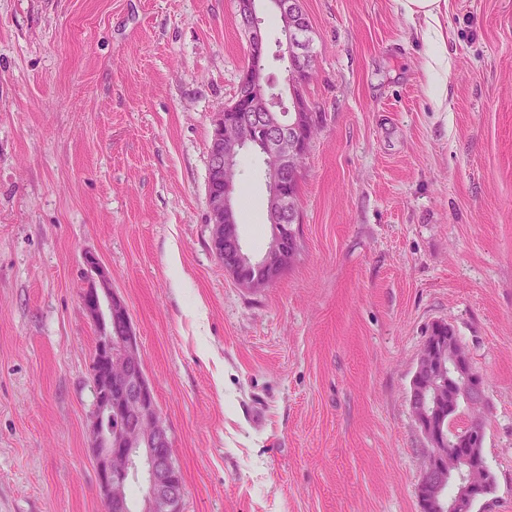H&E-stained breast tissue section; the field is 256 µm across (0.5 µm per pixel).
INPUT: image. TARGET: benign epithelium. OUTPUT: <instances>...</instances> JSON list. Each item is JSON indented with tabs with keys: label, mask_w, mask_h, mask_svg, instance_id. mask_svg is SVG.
<instances>
[{
	"label": "benign epithelium",
	"mask_w": 512,
	"mask_h": 512,
	"mask_svg": "<svg viewBox=\"0 0 512 512\" xmlns=\"http://www.w3.org/2000/svg\"><path fill=\"white\" fill-rule=\"evenodd\" d=\"M256 0H237V18L248 45V56L264 52L267 38L258 24ZM283 18L282 49L292 62L288 72L289 104L272 93L265 69L246 64L240 71L235 98L213 113L208 144V210L211 248L219 252L224 240L235 249L237 265L260 273L235 276L244 288L268 286L295 252L284 247L283 227H296L300 211L295 182L308 153L315 122L303 90L314 67L308 18L295 0H272ZM256 141L262 142L267 189L273 208L270 241L255 259L244 252L235 223L237 175L234 158ZM84 264L93 273L82 304L95 321L97 336L93 365L95 403L91 421L96 473L107 512H181L182 479L172 456V438L145 376L139 343L122 299L110 287L111 274L98 256L87 253ZM435 325L423 343L410 381L409 403L424 441L422 467L416 487L423 512H471L485 496L492 473L482 452L484 422L469 420L461 433L442 421L460 406L469 409L485 401L484 381L463 344L442 336ZM140 481L144 495L134 503L129 484Z\"/></svg>",
	"instance_id": "1"
}]
</instances>
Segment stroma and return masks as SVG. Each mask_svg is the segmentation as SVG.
Wrapping results in <instances>:
<instances>
[{
    "mask_svg": "<svg viewBox=\"0 0 512 512\" xmlns=\"http://www.w3.org/2000/svg\"><path fill=\"white\" fill-rule=\"evenodd\" d=\"M319 124L300 247L267 287L211 249V117L247 61L236 0H0V512H105L90 424L91 251L170 428L182 512H421L409 388L454 327L512 512V0H447L448 109L398 0H301ZM240 161L245 251L270 238ZM177 247L179 266L168 263Z\"/></svg>",
    "mask_w": 512,
    "mask_h": 512,
    "instance_id": "obj_1",
    "label": "stroma"
}]
</instances>
